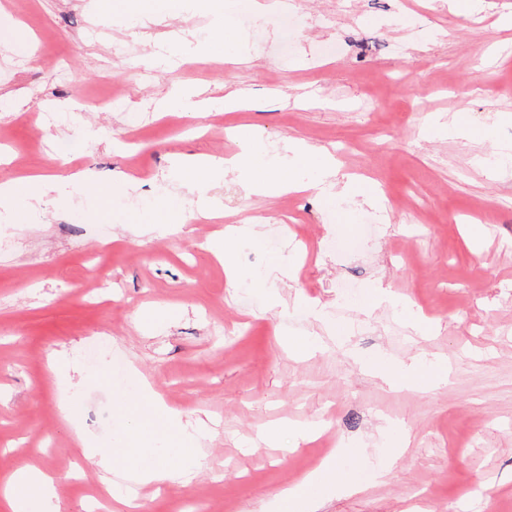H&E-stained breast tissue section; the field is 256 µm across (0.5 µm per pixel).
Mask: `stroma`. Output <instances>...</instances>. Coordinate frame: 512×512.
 Segmentation results:
<instances>
[{
  "mask_svg": "<svg viewBox=\"0 0 512 512\" xmlns=\"http://www.w3.org/2000/svg\"><path fill=\"white\" fill-rule=\"evenodd\" d=\"M226 2L224 20L146 25L127 0L108 18L101 0H0V181L83 171L99 186L24 205L17 224L0 215V477L39 468L61 512H115L76 433L118 443L120 401L144 378L206 428L187 478L132 488L146 512H181L188 497L200 512H265L331 456L360 490L321 512H512V165L499 157L512 143V0H287L269 17L267 0ZM161 51L167 64H146ZM177 85L243 87L247 106L159 111ZM111 95L116 108L93 109ZM234 126L260 127L297 168L307 159L289 141L351 143L336 158L348 179L269 199L230 173L210 189L219 215L142 234V212L162 224L193 207L181 188L153 207L176 158L236 154ZM116 170L128 189L112 190ZM252 215L260 239L223 241ZM275 228L289 250L271 248ZM104 236L111 285L93 302ZM280 261L287 274L255 288ZM291 336L318 353L294 356ZM62 350L65 377L48 360ZM418 355L447 384L395 390L360 369ZM291 426L317 436L296 444Z\"/></svg>",
  "mask_w": 512,
  "mask_h": 512,
  "instance_id": "obj_1",
  "label": "stroma"
}]
</instances>
